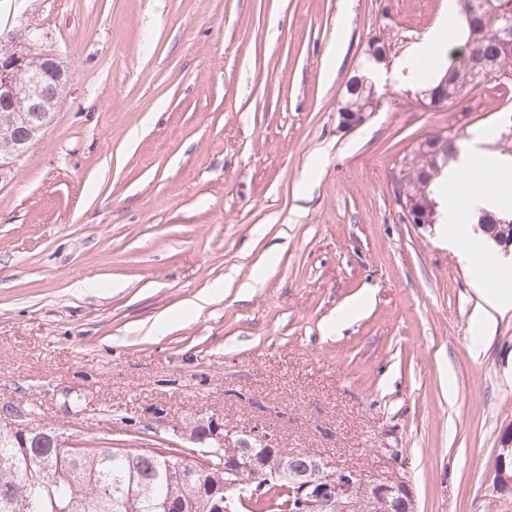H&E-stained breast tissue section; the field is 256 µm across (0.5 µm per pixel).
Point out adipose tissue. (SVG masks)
I'll return each instance as SVG.
<instances>
[{"instance_id":"adipose-tissue-1","label":"adipose tissue","mask_w":512,"mask_h":512,"mask_svg":"<svg viewBox=\"0 0 512 512\" xmlns=\"http://www.w3.org/2000/svg\"><path fill=\"white\" fill-rule=\"evenodd\" d=\"M477 161L485 165L491 179L480 186L466 185L467 169ZM510 177L512 157L486 153L475 156L465 150L459 152L455 163L448 167L443 176V183L448 188L443 212L448 234L470 255L478 278L488 281L489 286L484 291L485 301L494 309H512V264L503 261L487 263L485 237L472 236L468 225L462 224L461 216L467 212L498 210V182Z\"/></svg>"}]
</instances>
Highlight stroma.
I'll return each instance as SVG.
<instances>
[{"label": "stroma", "mask_w": 512, "mask_h": 512, "mask_svg": "<svg viewBox=\"0 0 512 512\" xmlns=\"http://www.w3.org/2000/svg\"><path fill=\"white\" fill-rule=\"evenodd\" d=\"M457 0H0L73 73L0 183V405L105 442L195 447L223 418L279 447L398 469L414 512H512V309L438 225L404 223V148L439 132L495 151L473 91L414 103L418 51ZM386 63L365 66L372 37ZM383 98L337 128L348 79ZM164 422H157V415ZM501 447L495 460L497 485L500 488H509L512 485V427L504 430Z\"/></svg>", "instance_id": "1"}]
</instances>
